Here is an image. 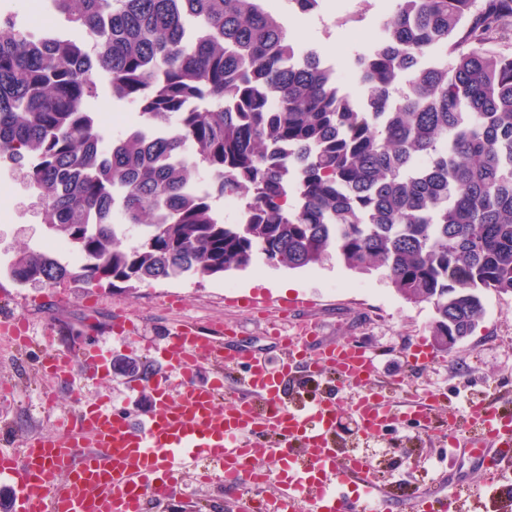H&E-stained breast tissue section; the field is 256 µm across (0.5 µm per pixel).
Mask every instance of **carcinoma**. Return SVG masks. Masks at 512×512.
<instances>
[{"mask_svg":"<svg viewBox=\"0 0 512 512\" xmlns=\"http://www.w3.org/2000/svg\"><path fill=\"white\" fill-rule=\"evenodd\" d=\"M287 2L312 15L322 0ZM474 2L395 0L353 55L362 106L265 0H50L69 31L43 47L0 18V156L81 260L25 249L9 276L136 288L334 252L429 305L451 353L484 292L512 294V0ZM98 72L142 118L104 154ZM202 170L207 191L189 192ZM226 195L241 222L216 215Z\"/></svg>","mask_w":512,"mask_h":512,"instance_id":"carcinoma-1","label":"carcinoma"}]
</instances>
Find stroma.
Segmentation results:
<instances>
[{
	"label": "stroma",
	"instance_id": "obj_1",
	"mask_svg": "<svg viewBox=\"0 0 512 512\" xmlns=\"http://www.w3.org/2000/svg\"><path fill=\"white\" fill-rule=\"evenodd\" d=\"M268 2L297 41L345 69L352 65L349 44L361 50L374 44L392 10L384 0H349L345 10L339 0H323L318 14L299 16L289 11L285 0ZM352 11L359 14L353 22L347 19ZM0 185L11 198L10 215L0 219V257L14 256L23 248L43 249L50 237L45 215L22 174L2 173ZM483 304L485 315L470 336L451 353L434 352L430 363L414 368L405 351L418 342L432 344L431 307L405 300L382 272L358 274L333 256L307 270L274 266L260 257L248 269L221 277L181 278L135 289L105 282L21 286L0 270V317H25L31 336L49 335L56 349L73 355L88 341L110 350L104 376L93 382L79 378L67 386L28 370L20 347H0V448L18 447L35 433H56V417L72 408L77 391L88 400L111 396L116 408L140 422L150 391L144 387L130 394L129 383L138 377L135 367L148 360L144 345H164L178 324H225L276 359L280 353L272 349L268 332L277 327L283 335L296 336L299 321L305 319L316 324L323 341L357 338L369 345L379 360L376 387L393 404L429 394L440 403L425 424L408 418L367 437L353 413L358 390L341 389L307 373L294 375L289 399L335 397L341 459L367 457L378 483L400 504L446 489L456 496L458 512H512V458L492 472L482 461L464 455L452 468L445 444L447 404L464 410L491 399L497 408L512 412V295L488 292ZM119 312L134 324L131 338L122 345L108 332ZM181 487L179 496L162 505L148 503L146 512H236L245 496L241 490L217 493L192 474L184 476Z\"/></svg>",
	"mask_w": 512,
	"mask_h": 512
}]
</instances>
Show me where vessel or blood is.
<instances>
[{"label": "vessel or blood", "mask_w": 512, "mask_h": 512, "mask_svg": "<svg viewBox=\"0 0 512 512\" xmlns=\"http://www.w3.org/2000/svg\"><path fill=\"white\" fill-rule=\"evenodd\" d=\"M233 329L188 323L176 328L161 349L167 374L152 379L151 404L143 424L114 409L108 397L77 398L62 433L34 434L18 452L0 450V474L13 483L12 512H143L147 500L177 496L179 479L200 461L218 464L224 484L238 489L269 475L261 458H278L277 512H390L367 461L341 460L336 450L335 402L315 397L295 407L285 402V383L298 369L327 375L360 395L353 411L364 435L375 436L402 420L373 385L378 367L357 339L315 350V337L289 342L278 366L266 358L240 356ZM216 364L199 384L202 362ZM40 371L68 381L69 354L47 350ZM242 369L240 390L223 400L224 374ZM468 420L485 440L470 444L471 457L492 450L512 454V418L489 403L473 404ZM362 492L348 495L350 482ZM411 512H455L454 500L439 495L410 502Z\"/></svg>", "instance_id": "obj_1"}]
</instances>
